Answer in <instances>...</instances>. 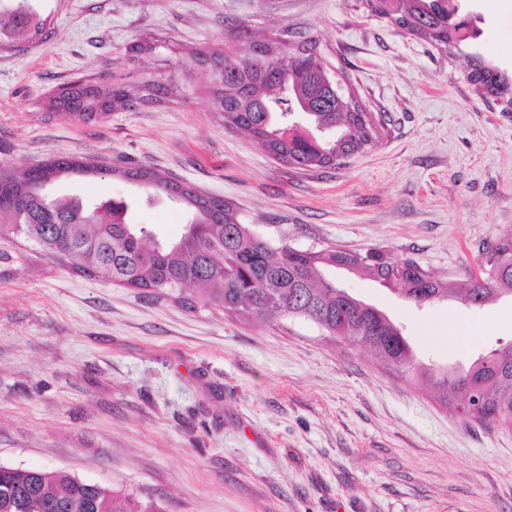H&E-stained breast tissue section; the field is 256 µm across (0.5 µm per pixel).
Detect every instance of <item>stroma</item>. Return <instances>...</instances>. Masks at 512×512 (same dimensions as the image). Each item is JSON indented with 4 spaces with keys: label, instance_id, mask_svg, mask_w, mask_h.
I'll list each match as a JSON object with an SVG mask.
<instances>
[{
    "label": "stroma",
    "instance_id": "obj_1",
    "mask_svg": "<svg viewBox=\"0 0 512 512\" xmlns=\"http://www.w3.org/2000/svg\"><path fill=\"white\" fill-rule=\"evenodd\" d=\"M471 46L512 76V0H460ZM44 32L0 48V167L52 156L133 162L234 204L271 245L381 251L448 282L512 234V108L476 93L459 49L435 46L365 0H33ZM312 40L367 112L373 142L299 169L225 127L196 52L244 39ZM150 41L154 50L132 56ZM171 81L168 102L85 120L52 109L76 80ZM50 196L123 201L131 223L178 240L183 205L106 174ZM0 234V464L64 471L165 512H512V426L463 420L425 378L313 323L241 320L78 276ZM428 368L465 369L512 342V296L424 306L351 274Z\"/></svg>",
    "mask_w": 512,
    "mask_h": 512
}]
</instances>
